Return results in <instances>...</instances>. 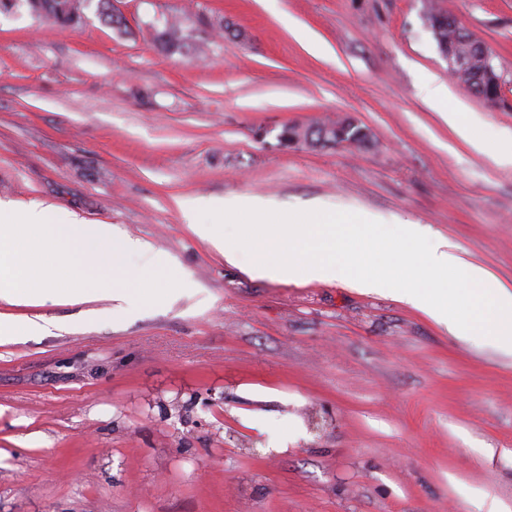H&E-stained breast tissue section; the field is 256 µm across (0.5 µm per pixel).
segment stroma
<instances>
[{"instance_id":"obj_1","label":"stroma","mask_w":512,"mask_h":512,"mask_svg":"<svg viewBox=\"0 0 512 512\" xmlns=\"http://www.w3.org/2000/svg\"><path fill=\"white\" fill-rule=\"evenodd\" d=\"M493 54L501 103L450 80L428 0H95L64 30L0 11V200L45 202L152 242L193 283L115 318L104 302L9 306L69 323L0 344V512H512V356L387 293L254 279L177 202L364 210L426 224L512 282V0H437ZM178 17L202 56L153 42ZM241 39L217 37L220 20ZM448 84L473 149L434 110ZM350 116L366 149L286 147L283 127ZM271 387L256 448L239 388Z\"/></svg>"}]
</instances>
